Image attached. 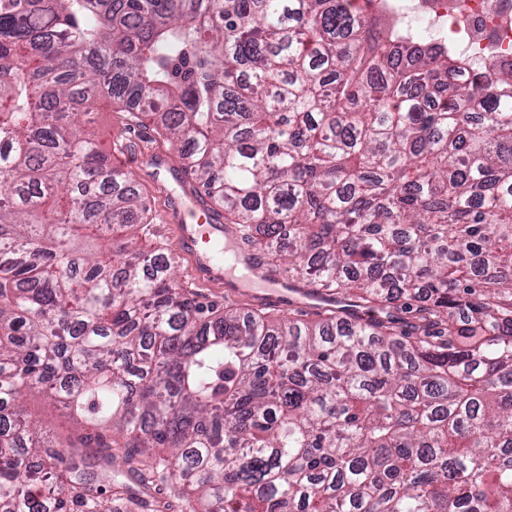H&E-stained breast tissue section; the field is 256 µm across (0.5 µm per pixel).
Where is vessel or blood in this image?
Segmentation results:
<instances>
[{"mask_svg": "<svg viewBox=\"0 0 512 512\" xmlns=\"http://www.w3.org/2000/svg\"><path fill=\"white\" fill-rule=\"evenodd\" d=\"M175 252L185 259L192 279L207 288H258L265 301L280 304L291 294L316 300L319 292L296 288L264 268L257 254L243 245L228 224L211 223L201 204L183 213V221L170 225Z\"/></svg>", "mask_w": 512, "mask_h": 512, "instance_id": "obj_1", "label": "vessel or blood"}]
</instances>
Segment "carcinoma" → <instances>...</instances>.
<instances>
[{
	"mask_svg": "<svg viewBox=\"0 0 512 512\" xmlns=\"http://www.w3.org/2000/svg\"><path fill=\"white\" fill-rule=\"evenodd\" d=\"M469 65L357 0H0V512H512V66ZM102 97L321 321L177 286ZM24 406L27 417L42 426L49 439L71 437L75 439L81 433L79 424L72 422L61 407L54 405L37 391H26Z\"/></svg>",
	"mask_w": 512,
	"mask_h": 512,
	"instance_id": "obj_1",
	"label": "carcinoma"
}]
</instances>
